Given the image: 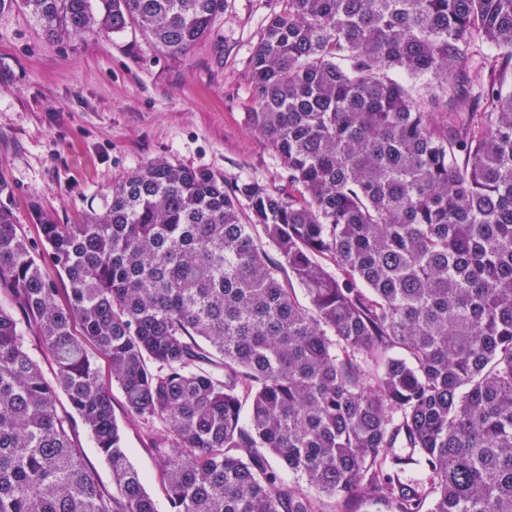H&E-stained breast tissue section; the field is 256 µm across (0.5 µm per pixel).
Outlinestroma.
<instances>
[{"label": "stroma", "mask_w": 512, "mask_h": 512, "mask_svg": "<svg viewBox=\"0 0 512 512\" xmlns=\"http://www.w3.org/2000/svg\"><path fill=\"white\" fill-rule=\"evenodd\" d=\"M271 7L272 0H225L211 36L179 57L136 27L58 40L24 11H0V175L15 188L22 234L37 239L45 215L77 222L113 184L159 156L230 184L252 177L280 187L277 158L245 118L254 100L247 62ZM111 393L145 491L158 512H172L146 428L127 414L120 389ZM70 437L103 491L114 492L89 430L73 421Z\"/></svg>", "instance_id": "stroma-1"}]
</instances>
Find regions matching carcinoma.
Masks as SVG:
<instances>
[{
  "mask_svg": "<svg viewBox=\"0 0 512 512\" xmlns=\"http://www.w3.org/2000/svg\"><path fill=\"white\" fill-rule=\"evenodd\" d=\"M17 2L50 38L136 25L171 56L224 13L0 10ZM280 2L246 121L282 188L158 157L80 223L41 217L37 244L0 176V512H158L89 344L150 429L173 512H512V0ZM59 390L116 494L72 446Z\"/></svg>",
  "mask_w": 512,
  "mask_h": 512,
  "instance_id": "cac0c4a2",
  "label": "carcinoma"
}]
</instances>
